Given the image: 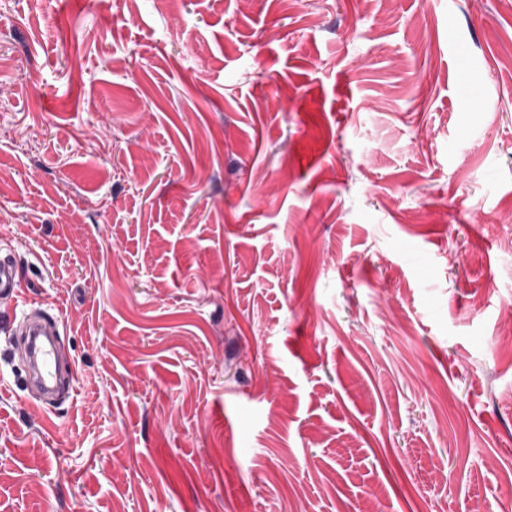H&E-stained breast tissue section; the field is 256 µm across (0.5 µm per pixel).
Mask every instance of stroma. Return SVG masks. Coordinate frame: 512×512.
Listing matches in <instances>:
<instances>
[{"mask_svg":"<svg viewBox=\"0 0 512 512\" xmlns=\"http://www.w3.org/2000/svg\"><path fill=\"white\" fill-rule=\"evenodd\" d=\"M0 252V512H499L512 0H0ZM24 289L20 280L16 277L13 266L9 261H0V298H13L22 301ZM31 379L38 388L40 401L47 403L53 396L71 395L72 380H62L57 375V355L52 343L39 346L34 353V366H30Z\"/></svg>","mask_w":512,"mask_h":512,"instance_id":"35a3bbf8","label":"stroma"}]
</instances>
